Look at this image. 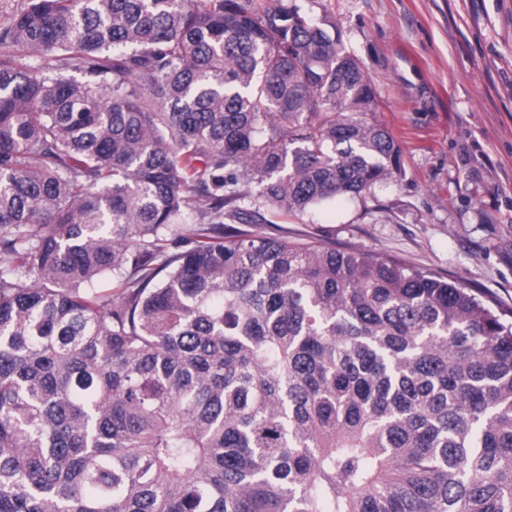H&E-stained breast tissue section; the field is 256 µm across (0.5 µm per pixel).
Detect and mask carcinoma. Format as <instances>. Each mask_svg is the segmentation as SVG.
<instances>
[{
	"label": "carcinoma",
	"mask_w": 512,
	"mask_h": 512,
	"mask_svg": "<svg viewBox=\"0 0 512 512\" xmlns=\"http://www.w3.org/2000/svg\"><path fill=\"white\" fill-rule=\"evenodd\" d=\"M297 0L0 24V512H512V321L244 229L402 171Z\"/></svg>",
	"instance_id": "obj_1"
}]
</instances>
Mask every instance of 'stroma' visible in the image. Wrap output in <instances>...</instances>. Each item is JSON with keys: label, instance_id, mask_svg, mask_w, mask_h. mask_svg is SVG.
Segmentation results:
<instances>
[{"label": "stroma", "instance_id": "obj_1", "mask_svg": "<svg viewBox=\"0 0 512 512\" xmlns=\"http://www.w3.org/2000/svg\"><path fill=\"white\" fill-rule=\"evenodd\" d=\"M377 93L403 174L268 234L389 255L512 311V0H319Z\"/></svg>", "mask_w": 512, "mask_h": 512}]
</instances>
